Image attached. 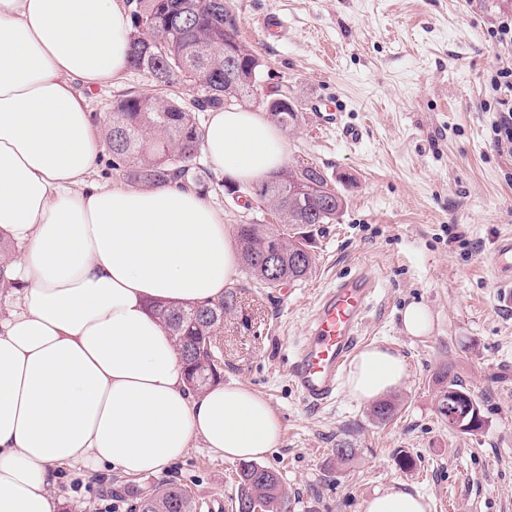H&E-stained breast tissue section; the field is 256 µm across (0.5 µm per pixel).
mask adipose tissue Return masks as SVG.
<instances>
[{
    "label": "adipose tissue",
    "mask_w": 512,
    "mask_h": 512,
    "mask_svg": "<svg viewBox=\"0 0 512 512\" xmlns=\"http://www.w3.org/2000/svg\"><path fill=\"white\" fill-rule=\"evenodd\" d=\"M124 0H0V236L18 284L0 315V512H58L55 469L138 478L195 443L234 463L280 440L270 404L239 383L191 391L155 305L204 304L232 284L238 254L222 213L172 186L102 183L90 90L128 67ZM203 153L243 183L285 166L266 117L210 112ZM403 357L372 344L351 398L403 388ZM363 512H428L396 485Z\"/></svg>",
    "instance_id": "ef3b65f1"
}]
</instances>
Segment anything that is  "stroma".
<instances>
[{"label":"stroma","instance_id":"35a3bbf8","mask_svg":"<svg viewBox=\"0 0 512 512\" xmlns=\"http://www.w3.org/2000/svg\"><path fill=\"white\" fill-rule=\"evenodd\" d=\"M242 39L263 64L264 85L287 86L300 109L286 131L289 162L325 170L344 197L343 212L317 240L304 281L274 290L236 282L244 292L220 334L224 382L244 384L278 414L281 436L263 466L280 470L290 512H361L376 492L401 484L422 494L429 512H512V304L502 303L483 262L512 233V153L494 144V121L512 110L499 79L512 66V0H232ZM288 23L285 39L262 38L259 15ZM149 82L126 70L94 91L90 108L106 126L112 103ZM362 131L345 140L341 126ZM208 174L209 201L229 228L267 224V210L245 209ZM367 273L376 291L359 347L386 343L406 360L399 412L375 423L370 405L339 390L318 408L293 389L289 367L324 289ZM418 301L430 311L424 337L403 333L400 316ZM454 376L478 400L486 425L469 435L436 413L437 372ZM355 455L337 466L333 450ZM418 455L416 469L396 464ZM236 466L193 448L160 476L88 479L60 468L54 490L62 512H129L158 481L187 487L197 512H231Z\"/></svg>","mask_w":512,"mask_h":512}]
</instances>
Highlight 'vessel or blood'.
<instances>
[{
	"label": "vessel or blood",
	"mask_w": 512,
	"mask_h": 512,
	"mask_svg": "<svg viewBox=\"0 0 512 512\" xmlns=\"http://www.w3.org/2000/svg\"><path fill=\"white\" fill-rule=\"evenodd\" d=\"M487 263L500 290L512 294V235L496 240ZM374 287V280L361 273L338 282L322 298L290 364L291 384L305 404L319 406L338 394Z\"/></svg>",
	"instance_id": "1"
}]
</instances>
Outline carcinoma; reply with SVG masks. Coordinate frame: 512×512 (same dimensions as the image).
<instances>
[{
	"label": "carcinoma",
	"mask_w": 512,
	"mask_h": 512,
	"mask_svg": "<svg viewBox=\"0 0 512 512\" xmlns=\"http://www.w3.org/2000/svg\"><path fill=\"white\" fill-rule=\"evenodd\" d=\"M129 68L150 77L156 87L175 81L202 84L204 96L191 106L180 104L160 92L128 94L116 100L108 123L107 147L112 170L123 179L145 187L177 183L207 193L197 158L202 150V126L196 112L256 106L274 114L285 130L299 120L294 101L281 104L275 90L261 84L262 62L257 53L238 39L239 18L231 0H135L131 12ZM149 33L155 41L140 36ZM279 189H295L288 212H276L269 192L271 180L249 188L224 183V191L257 202L275 216V224H240L237 227L239 262L250 281L262 288H281L309 277L314 264L317 235L324 225L334 224L344 208L341 191L315 164L296 163L274 177ZM279 255L282 272L271 275L262 258ZM241 287L225 289L224 297L204 305L168 307L158 310L185 365L190 388L200 390L222 376L220 348L216 336L224 328V317L237 310ZM438 385L436 412L444 422L454 413L468 425L465 432L479 433L485 426L480 405L450 368L435 376ZM398 412L393 399H380L370 407L378 424L392 420ZM235 512L259 502L265 512H288V493L282 474L269 467L242 462L236 468ZM139 512H197L188 489L163 481L152 493L136 498Z\"/></svg>",
	"instance_id": "1"
}]
</instances>
